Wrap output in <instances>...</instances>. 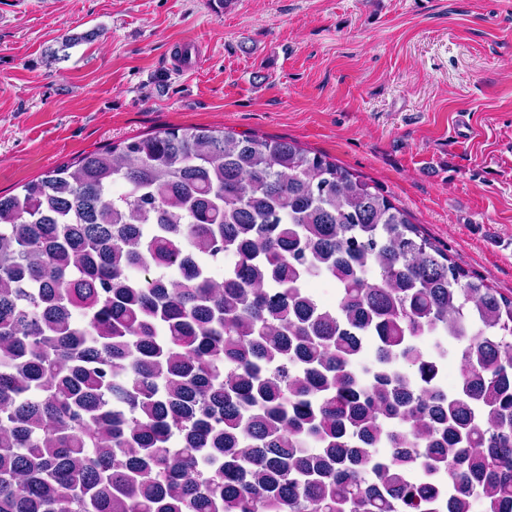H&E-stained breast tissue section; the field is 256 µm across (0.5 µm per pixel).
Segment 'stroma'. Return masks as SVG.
<instances>
[{
	"instance_id": "stroma-1",
	"label": "stroma",
	"mask_w": 512,
	"mask_h": 512,
	"mask_svg": "<svg viewBox=\"0 0 512 512\" xmlns=\"http://www.w3.org/2000/svg\"><path fill=\"white\" fill-rule=\"evenodd\" d=\"M188 127L336 160L512 296V0H0L1 195Z\"/></svg>"
}]
</instances>
